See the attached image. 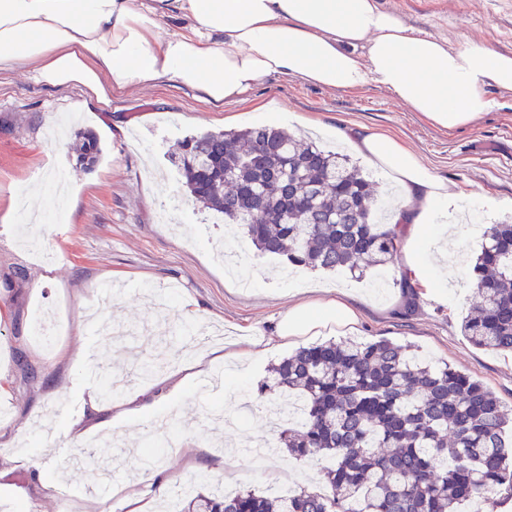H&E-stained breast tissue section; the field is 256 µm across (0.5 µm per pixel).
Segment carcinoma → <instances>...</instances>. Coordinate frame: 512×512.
<instances>
[{
  "instance_id": "obj_1",
  "label": "carcinoma",
  "mask_w": 512,
  "mask_h": 512,
  "mask_svg": "<svg viewBox=\"0 0 512 512\" xmlns=\"http://www.w3.org/2000/svg\"><path fill=\"white\" fill-rule=\"evenodd\" d=\"M102 150L78 133L77 161L90 171ZM174 164L191 195L244 226L262 254L329 272L384 265L397 224L373 222L368 181L342 155L288 131L250 127L189 136ZM270 220L257 222L252 199ZM472 272L478 305L461 331L480 349L512 354V222L490 225ZM260 395L303 399L301 420L273 447L320 466L330 493L288 497L254 491L182 492L180 512H458L479 498L512 496V408L448 364L432 365L387 339L301 347L273 368Z\"/></svg>"
}]
</instances>
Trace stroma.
Segmentation results:
<instances>
[{
  "instance_id": "stroma-1",
  "label": "stroma",
  "mask_w": 512,
  "mask_h": 512,
  "mask_svg": "<svg viewBox=\"0 0 512 512\" xmlns=\"http://www.w3.org/2000/svg\"><path fill=\"white\" fill-rule=\"evenodd\" d=\"M415 32L452 45L512 52V0H383ZM503 108L448 132L386 88L371 83L351 91L316 87L273 75L245 101L216 106L199 91L167 81L146 83L104 106L82 86L52 87L31 70L0 72V512H124L116 501L90 493L97 478L74 457L94 452V439L113 434L112 470L151 497L154 512H178L179 484L201 482L202 493L254 490L288 494L324 489L317 465L285 449L256 458L242 450L253 435L272 436L258 415L259 385L271 365L297 348L330 339L387 338L413 345L434 364L448 363L512 405V354L473 346L460 331L476 304L473 288H452L448 273L469 269L481 239L464 237L440 265L399 243L389 262L357 277L303 269L319 301L346 292L357 316L336 331L283 338L282 315L300 302L279 274L280 259L260 254L246 234L225 238L224 219L191 196L170 161L185 137L251 126H274L346 151L370 179L376 200L392 192L384 175L337 137L377 132L412 151L430 172L455 185L468 201V223L490 225L512 216V94ZM97 136L103 154L92 171L77 163V132ZM31 191L19 199V188ZM172 221L158 222L161 209ZM238 252L250 288L225 269L216 252ZM59 253L57 262L40 258ZM409 276L416 309L405 316L399 288ZM61 320L52 345L33 334L38 314ZM209 331L200 348L180 329ZM253 353L245 378L201 392V379L175 388L193 362L223 372L225 353ZM161 366L150 380L141 363ZM124 372L127 385L114 402L90 406L89 389L103 374ZM244 393L254 412L237 420L227 403ZM137 397L146 409L115 421L114 403ZM176 423L178 447L167 451L151 432L153 415ZM87 428L74 442L70 422ZM237 464L225 468L228 446ZM157 453V472L139 475L140 450Z\"/></svg>"
}]
</instances>
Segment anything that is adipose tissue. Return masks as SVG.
Masks as SVG:
<instances>
[{
  "label": "adipose tissue",
  "mask_w": 512,
  "mask_h": 512,
  "mask_svg": "<svg viewBox=\"0 0 512 512\" xmlns=\"http://www.w3.org/2000/svg\"><path fill=\"white\" fill-rule=\"evenodd\" d=\"M168 22L175 32L159 37ZM24 66L48 85H81L107 106L113 94L158 80L214 105L271 75L340 91L374 82L448 131L512 93V54L413 33L380 0H0V72ZM352 147L395 182V218L410 241L439 215L445 222L426 250L435 256L457 241L461 199L448 182L387 135H363ZM355 319L342 302L304 301L277 333Z\"/></svg>",
  "instance_id": "ef3b65f1"
}]
</instances>
